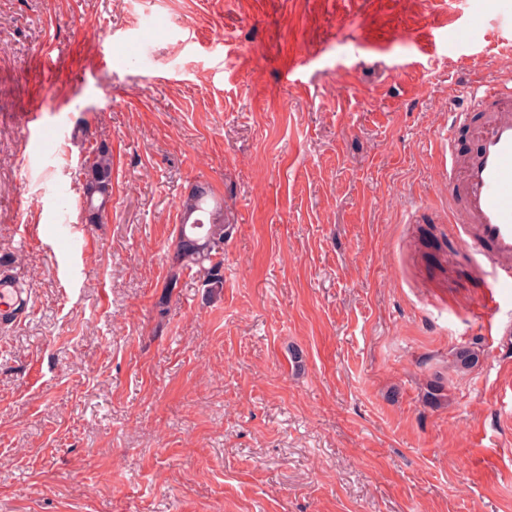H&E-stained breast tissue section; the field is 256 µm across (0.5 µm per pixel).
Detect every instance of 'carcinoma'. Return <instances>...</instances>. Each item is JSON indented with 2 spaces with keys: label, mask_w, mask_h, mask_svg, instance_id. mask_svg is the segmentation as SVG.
<instances>
[{
  "label": "carcinoma",
  "mask_w": 512,
  "mask_h": 512,
  "mask_svg": "<svg viewBox=\"0 0 512 512\" xmlns=\"http://www.w3.org/2000/svg\"><path fill=\"white\" fill-rule=\"evenodd\" d=\"M85 186L83 209L90 222L97 221L112 197V151L104 143L97 146L84 162ZM180 224L173 231L174 246L160 304H165L178 287L184 270L196 267L203 282L214 295L224 288L223 260L210 247L224 241L229 226L224 224V203L217 200L213 189L199 183L181 202ZM482 353L474 347H461L452 354L454 368L465 371L477 366Z\"/></svg>",
  "instance_id": "carcinoma-1"
}]
</instances>
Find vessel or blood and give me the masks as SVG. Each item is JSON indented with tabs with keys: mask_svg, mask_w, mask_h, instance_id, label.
I'll return each mask as SVG.
<instances>
[{
	"mask_svg": "<svg viewBox=\"0 0 512 512\" xmlns=\"http://www.w3.org/2000/svg\"><path fill=\"white\" fill-rule=\"evenodd\" d=\"M467 128L470 151L456 146V132ZM435 138L448 158L438 173L448 183V220L460 252L472 259L492 287L486 307L497 303L495 291L512 288V75L482 83L470 103L451 111L448 126ZM14 279H0V322L22 315Z\"/></svg>",
	"mask_w": 512,
	"mask_h": 512,
	"instance_id": "vessel-or-blood-1",
	"label": "vessel or blood"
}]
</instances>
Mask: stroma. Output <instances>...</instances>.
Instances as JSON below:
<instances>
[{
  "mask_svg": "<svg viewBox=\"0 0 512 512\" xmlns=\"http://www.w3.org/2000/svg\"><path fill=\"white\" fill-rule=\"evenodd\" d=\"M446 13L479 44L449 50ZM509 19L512 0H0V257L28 292L0 323V512H512V290L485 308L454 257L433 144L512 66ZM199 183L231 226L224 288L188 269L162 307ZM84 175L83 209L93 223L100 218L112 197V151L106 144L97 146L86 158Z\"/></svg>",
  "mask_w": 512,
  "mask_h": 512,
  "instance_id": "35a3bbf8",
  "label": "stroma"
}]
</instances>
